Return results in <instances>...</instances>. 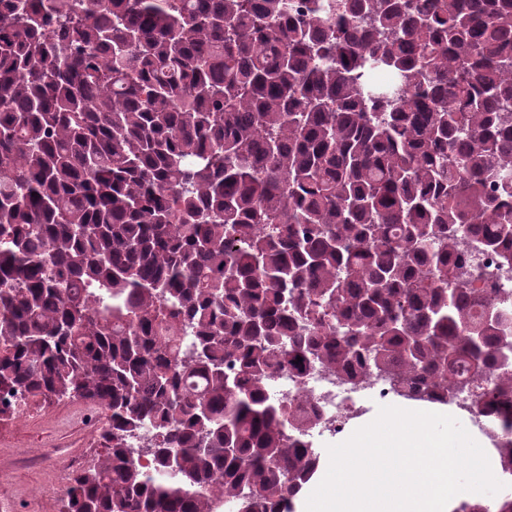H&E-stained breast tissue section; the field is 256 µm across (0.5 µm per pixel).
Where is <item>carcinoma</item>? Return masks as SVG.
Masks as SVG:
<instances>
[{"label": "carcinoma", "instance_id": "cac0c4a2", "mask_svg": "<svg viewBox=\"0 0 512 512\" xmlns=\"http://www.w3.org/2000/svg\"><path fill=\"white\" fill-rule=\"evenodd\" d=\"M511 198L512 0H0V416L107 413L66 512H292L318 415L270 380L481 387L457 258L512 268Z\"/></svg>", "mask_w": 512, "mask_h": 512}]
</instances>
